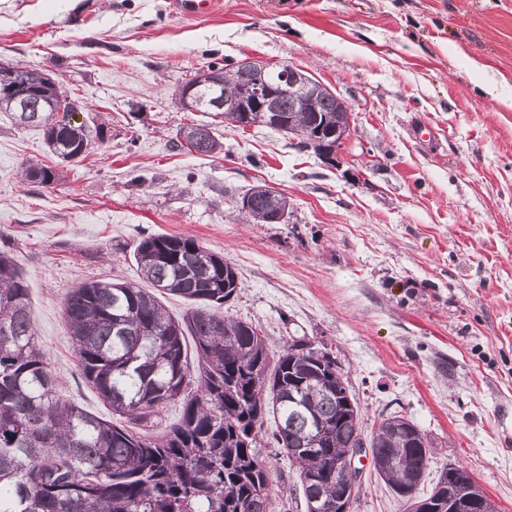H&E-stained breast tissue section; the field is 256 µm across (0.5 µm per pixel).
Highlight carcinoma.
I'll return each mask as SVG.
<instances>
[{"label":"carcinoma","mask_w":512,"mask_h":512,"mask_svg":"<svg viewBox=\"0 0 512 512\" xmlns=\"http://www.w3.org/2000/svg\"><path fill=\"white\" fill-rule=\"evenodd\" d=\"M210 82L194 94L200 111L234 125L236 113L214 111L221 96L239 100L253 81L249 61L207 65ZM63 92L51 74L32 67L0 73V112L18 125L42 129L49 151L63 162L84 157L94 136L83 124L59 125ZM275 129L303 150L325 125L343 134L348 115L331 93L308 91L307 111L277 98ZM179 145L200 155L221 147L206 124L184 126ZM25 180H60L58 170L27 165ZM246 212L265 222L280 199L252 194ZM150 288L112 280L67 289L63 315L81 374L112 411L141 427L134 432L63 399L41 349L29 288L12 249L0 247V512H272L270 470L259 459L262 430L273 419V443L287 453L311 499L333 503L349 481L336 460L369 448L388 464L381 479L407 512H448V500L473 484L461 466L443 468L427 496L416 494L433 442L402 415L385 418L365 437L357 401L336 358L295 340L271 361L257 326L220 312L241 290L237 269L190 237L150 235L133 250ZM176 296L189 308L174 319L160 297ZM197 367H191L186 336ZM179 418L153 435L171 403Z\"/></svg>","instance_id":"carcinoma-1"}]
</instances>
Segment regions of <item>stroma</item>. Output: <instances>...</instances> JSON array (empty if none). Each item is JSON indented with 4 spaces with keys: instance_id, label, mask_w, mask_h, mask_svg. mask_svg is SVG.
Here are the masks:
<instances>
[{
    "instance_id": "obj_1",
    "label": "stroma",
    "mask_w": 512,
    "mask_h": 512,
    "mask_svg": "<svg viewBox=\"0 0 512 512\" xmlns=\"http://www.w3.org/2000/svg\"><path fill=\"white\" fill-rule=\"evenodd\" d=\"M290 63L352 109L335 164L283 132L181 112L178 87L210 62ZM51 73L104 130L60 162L41 128L0 112V240L29 284L39 343L62 397L111 419L82 377L62 317L67 288L135 282L143 237H192L242 281L226 308L271 358L300 338L336 356L373 430L412 420L434 443L420 495L448 464L512 512V0H217L185 18L169 0H0V61ZM438 137L415 138L416 121ZM187 123L222 144L176 145ZM63 171L53 187L28 163ZM265 184L281 224L238 208ZM261 456L275 512H306L276 448ZM354 512H404L370 453Z\"/></svg>"
}]
</instances>
